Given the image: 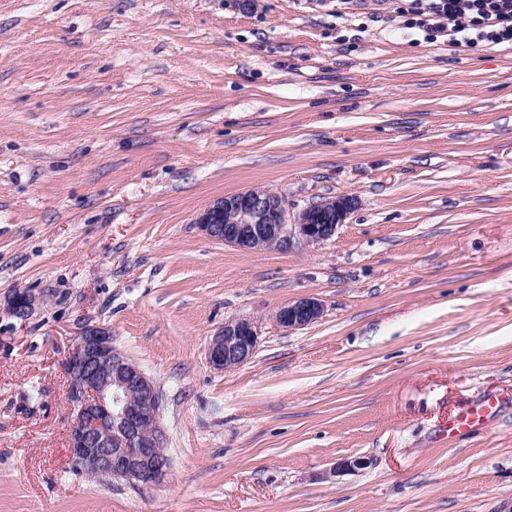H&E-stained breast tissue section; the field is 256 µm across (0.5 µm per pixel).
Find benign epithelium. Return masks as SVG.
I'll use <instances>...</instances> for the list:
<instances>
[{
	"mask_svg": "<svg viewBox=\"0 0 512 512\" xmlns=\"http://www.w3.org/2000/svg\"><path fill=\"white\" fill-rule=\"evenodd\" d=\"M353 207V199L340 197L293 211L281 196L251 188L214 201L196 223L209 238L241 251L289 250L332 239ZM37 304L35 296L19 291L11 300V313L25 320ZM322 313L318 299L302 297L279 307L275 320L295 330L315 322ZM258 338V326L251 319L224 323L209 343V364L227 371L247 363ZM62 366L74 414L69 433L72 461L96 479L133 486L164 482L170 459L163 452L167 436L156 382L112 346V336L91 326L75 336Z\"/></svg>",
	"mask_w": 512,
	"mask_h": 512,
	"instance_id": "benign-epithelium-1",
	"label": "benign epithelium"
}]
</instances>
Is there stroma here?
<instances>
[{
    "label": "stroma",
    "instance_id": "1",
    "mask_svg": "<svg viewBox=\"0 0 512 512\" xmlns=\"http://www.w3.org/2000/svg\"><path fill=\"white\" fill-rule=\"evenodd\" d=\"M402 5L0 0V512H512V403L443 435L512 393V46ZM254 187L355 206L314 246L201 232ZM305 296L322 317L280 327ZM236 318L256 353L215 370ZM88 325L160 388L163 484L72 469ZM323 313V304L313 297H302L283 304L275 313L276 322L288 330L300 329L315 322ZM258 338V326L253 320L225 322L209 343V364L214 369L227 371L247 363L255 353ZM498 398H489L484 400L479 405L473 407L466 413L456 415L448 420V425L444 427L446 435L449 438H454L463 430L473 426L484 417L490 415L496 408Z\"/></svg>",
    "mask_w": 512,
    "mask_h": 512
}]
</instances>
